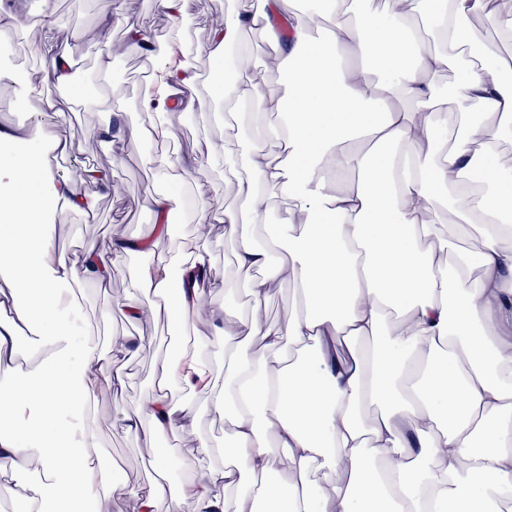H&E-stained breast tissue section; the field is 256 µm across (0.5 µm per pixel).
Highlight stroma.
Segmentation results:
<instances>
[{"instance_id":"1","label":"stroma","mask_w":512,"mask_h":512,"mask_svg":"<svg viewBox=\"0 0 512 512\" xmlns=\"http://www.w3.org/2000/svg\"><path fill=\"white\" fill-rule=\"evenodd\" d=\"M250 3L251 0H191L188 15L175 22L156 9L154 0H56L58 25L48 37L30 45L26 52L27 59L37 66L41 65L47 50L61 48L82 62L81 68L74 72L78 85L77 107L66 113L55 128L56 138L67 146L65 152L56 156L55 166L64 176L75 164L98 167L111 173L125 190L120 196L93 183L82 181L76 184V192L96 196L97 206L90 214L68 213L62 218L58 226V243L68 261H78L85 243L92 242L106 250L115 239L143 234L154 221L146 203L147 195L162 185L155 172L141 162L145 145L128 136L130 129L140 122L135 108L137 96L130 88L131 78L154 66L155 60L125 53L113 58L110 72H102L99 61L104 43L100 40L83 42L84 27H95L108 19L112 22L111 34L115 37L124 35L129 23H141L153 31L178 32L185 52L193 55L196 61L195 91L205 95L217 87L216 76L221 71L206 51L213 31L212 18L217 13L224 15L246 10ZM224 112L221 105L203 113L176 112L171 114L168 124L176 136V153L197 160L195 166L180 171L181 192L191 191L196 182L202 181L209 188L210 199L225 207L236 208L240 205L236 165L241 155L251 148L252 140L244 131L229 136ZM107 124L113 132L127 136L120 153H113L96 135L97 130ZM228 137L234 140L233 149L223 163H211L208 158L210 145ZM202 242L210 252L216 277L226 291L228 303L236 311L246 312L252 301L242 276L237 268L224 264L223 225H213ZM141 262V257L131 256L116 268L111 290L85 284L81 293L94 338L100 346H107L114 336H133L140 340L132 354L116 358L122 367H133V374L127 375L122 387L97 394L94 416L106 463L114 466L123 482L146 487L156 479L151 463L156 451L125 433L118 417L124 412L137 411L154 387L155 365L163 351L153 345L152 340L159 334L161 324L157 321L132 322L113 312L114 304L134 296L135 274Z\"/></svg>"}]
</instances>
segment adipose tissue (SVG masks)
Instances as JSON below:
<instances>
[{
	"label": "adipose tissue",
	"instance_id": "ef3b65f1",
	"mask_svg": "<svg viewBox=\"0 0 512 512\" xmlns=\"http://www.w3.org/2000/svg\"><path fill=\"white\" fill-rule=\"evenodd\" d=\"M438 50L424 49L396 0H254L225 15L208 52L224 63L246 28L263 32L286 63L284 86L225 81L214 95L196 94L197 76L161 57L157 92L138 103L149 115L207 112L214 100L235 106L287 104L288 123L272 127L281 149L270 158L253 145L239 160L241 208L208 202L194 186L195 224H220L237 244L238 269L250 276L255 302L272 286L294 282L299 299L286 321L225 309L223 324L196 320L194 310L217 285L212 261L196 247L177 261L160 221L180 204L178 192L147 198L156 222L148 232L113 243L86 244L79 262L58 249L57 217L93 212L97 199L75 193L44 163L56 148L54 126L37 121L0 129V475L25 485L13 512H111L126 491L137 512H490L512 500V170L499 165L512 140V58L490 67L458 66V112H439L431 75L457 61L473 17L512 39V16L491 0H424ZM324 23L312 27V16ZM289 26H282V18ZM367 55L368 62L346 63ZM74 84L70 58L51 53L14 105L42 104V88ZM463 134L438 161L407 145L438 147L453 125ZM489 159L490 194L451 181L472 151ZM352 173L344 187L334 172ZM285 200L278 223H266L267 188ZM449 204L459 227L481 238L478 252L449 253L423 211ZM142 257L139 299L118 304L133 321L165 318L183 352L156 364V387L139 413L120 424L138 439L194 427L195 400L230 417L245 472L188 469L177 492L162 484L122 487L101 459L93 404L100 387L122 383L112 353H130L126 336L101 353L89 339L80 284L108 288L115 265ZM30 335L37 360L15 371L16 338ZM270 350L244 352L241 337ZM225 346L224 380L216 382L209 349ZM179 384L184 397L167 394ZM286 462L291 477L270 487Z\"/></svg>",
	"mask_w": 512,
	"mask_h": 512
}]
</instances>
